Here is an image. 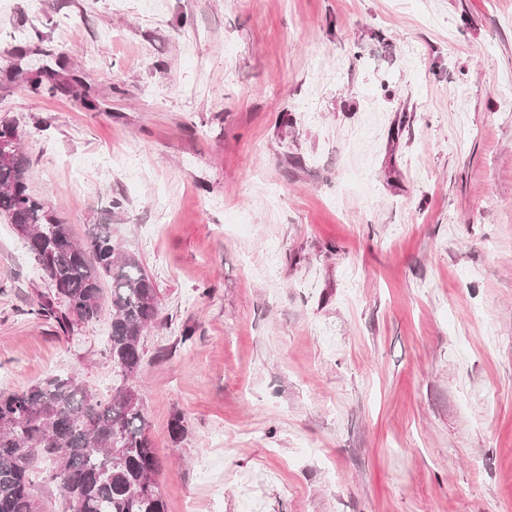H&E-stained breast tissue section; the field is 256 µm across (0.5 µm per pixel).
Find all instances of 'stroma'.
<instances>
[{
  "label": "stroma",
  "mask_w": 512,
  "mask_h": 512,
  "mask_svg": "<svg viewBox=\"0 0 512 512\" xmlns=\"http://www.w3.org/2000/svg\"><path fill=\"white\" fill-rule=\"evenodd\" d=\"M1 119L159 290L167 512H512V0H0ZM48 291L0 221V388L107 394L109 313ZM15 75H24L28 90L35 96L55 97L67 87L58 74L46 67H39L35 72L22 67H15Z\"/></svg>",
  "instance_id": "35a3bbf8"
}]
</instances>
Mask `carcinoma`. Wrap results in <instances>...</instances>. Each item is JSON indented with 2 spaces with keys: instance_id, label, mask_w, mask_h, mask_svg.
<instances>
[{
  "instance_id": "obj_1",
  "label": "carcinoma",
  "mask_w": 512,
  "mask_h": 512,
  "mask_svg": "<svg viewBox=\"0 0 512 512\" xmlns=\"http://www.w3.org/2000/svg\"><path fill=\"white\" fill-rule=\"evenodd\" d=\"M35 96L66 90L58 74L15 67ZM0 155V218L23 231L28 251L51 293L36 314L51 317L68 333L112 309L109 355L121 384L106 396L55 375L24 390H0V512H41L38 478L56 484L65 512H166L156 486L160 461L130 380L141 366L144 332L159 316L158 290L135 255L112 236V225L94 224L76 242L47 203L29 190V160L22 133ZM110 298L103 295V283Z\"/></svg>"
}]
</instances>
